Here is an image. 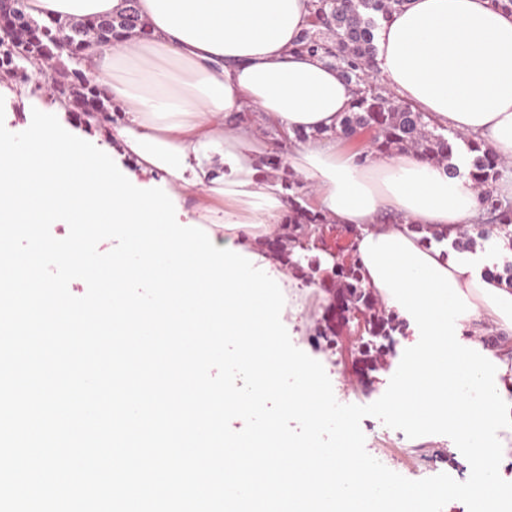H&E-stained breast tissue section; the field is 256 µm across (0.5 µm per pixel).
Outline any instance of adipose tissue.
I'll list each match as a JSON object with an SVG mask.
<instances>
[{
  "mask_svg": "<svg viewBox=\"0 0 512 512\" xmlns=\"http://www.w3.org/2000/svg\"><path fill=\"white\" fill-rule=\"evenodd\" d=\"M124 0H25L33 18L114 16ZM149 38L91 44L90 74L122 112L112 139L146 178H164L177 200L200 198L187 219L217 246L270 262L264 248L288 210L263 160L282 150L333 224L360 237L436 231L482 219L469 179L412 153L363 154L331 135L353 90L320 57L290 48L309 21V0H138ZM379 78L438 124L512 156V15L488 0H410L374 32ZM307 140H297V131ZM225 166L217 174V166ZM427 256L452 274L477 311L473 342L499 337L512 358V286L488 279L445 248Z\"/></svg>",
  "mask_w": 512,
  "mask_h": 512,
  "instance_id": "obj_1",
  "label": "adipose tissue"
}]
</instances>
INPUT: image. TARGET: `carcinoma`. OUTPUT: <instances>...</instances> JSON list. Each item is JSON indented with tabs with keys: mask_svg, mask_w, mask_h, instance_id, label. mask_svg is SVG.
<instances>
[{
	"mask_svg": "<svg viewBox=\"0 0 512 512\" xmlns=\"http://www.w3.org/2000/svg\"><path fill=\"white\" fill-rule=\"evenodd\" d=\"M128 8L116 17L53 19L40 21L25 12L24 0L0 2V13L8 22L10 33L0 35V72L13 75L20 64L34 59L55 62L50 74L61 102L76 105L86 124L109 135L112 125V102L102 97L100 87L84 69L85 49L92 39L115 43L139 30L149 35L140 20L136 0H126ZM409 0H311L310 27L304 29L294 50L315 54L335 66L354 90L350 108L344 112L334 134L350 139L362 131L373 133L370 145L382 153L413 152L420 158L443 164L448 174H457L452 163L458 143L466 146L470 159L468 178L478 191L481 207L492 224H512V203L500 197L494 184L502 175L504 158L482 139L455 133L450 139L437 132L432 118L410 103L388 93L374 73V29L376 19H389L405 8ZM288 195V213L278 232L267 241L274 257L298 272H304L293 260L286 243L304 240L318 225L326 223L323 214L310 207L299 193V180H282ZM330 287L351 296L357 305L370 313L369 333L389 336L394 331L390 320L376 314L375 303L365 299L359 263L336 265Z\"/></svg>",
	"mask_w": 512,
	"mask_h": 512,
	"instance_id": "1",
	"label": "carcinoma"
}]
</instances>
